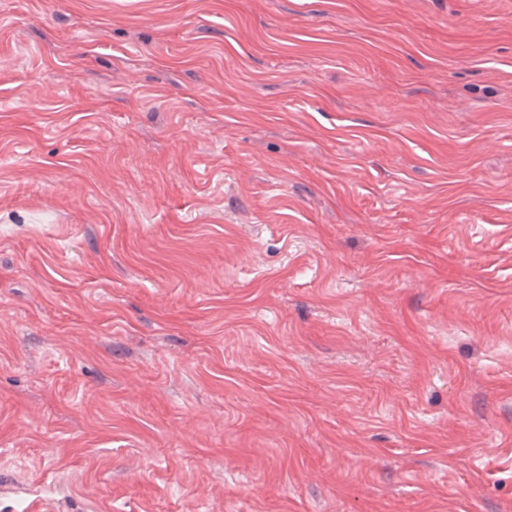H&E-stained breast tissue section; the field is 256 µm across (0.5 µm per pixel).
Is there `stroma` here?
<instances>
[{"instance_id":"stroma-1","label":"stroma","mask_w":512,"mask_h":512,"mask_svg":"<svg viewBox=\"0 0 512 512\" xmlns=\"http://www.w3.org/2000/svg\"><path fill=\"white\" fill-rule=\"evenodd\" d=\"M2 482L512 512V0H0Z\"/></svg>"}]
</instances>
